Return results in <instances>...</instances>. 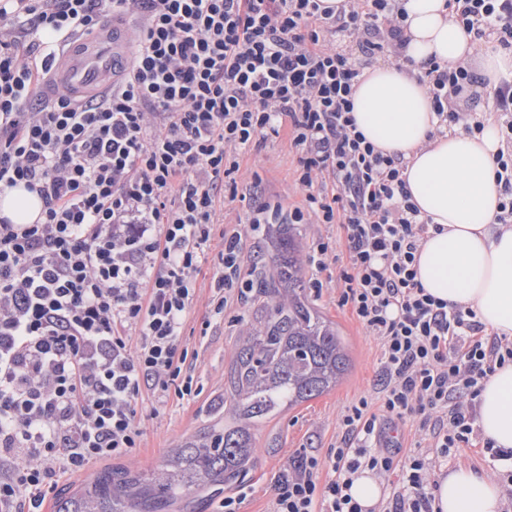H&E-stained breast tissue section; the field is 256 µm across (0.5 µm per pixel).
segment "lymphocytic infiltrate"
Instances as JSON below:
<instances>
[{
	"label": "lymphocytic infiltrate",
	"mask_w": 512,
	"mask_h": 512,
	"mask_svg": "<svg viewBox=\"0 0 512 512\" xmlns=\"http://www.w3.org/2000/svg\"><path fill=\"white\" fill-rule=\"evenodd\" d=\"M0 6V191L25 184L35 224L0 220V512H38L56 469L81 471L139 447L135 405L191 395L181 333L206 263L219 199L239 195L250 146L288 129L304 206L251 203L248 224H337L347 262L340 305L382 347L381 415L340 416L327 457L301 455L275 482L273 512H363L354 475L400 473L381 512H434L428 475L469 443L483 382L512 362L417 281L428 221L408 202L403 158L357 131L356 56L399 53L398 0H9ZM477 36L512 47V0H454ZM134 15L131 62L101 98L40 103L60 44L104 13ZM437 134L484 121L452 108L478 82L467 67L425 74ZM243 238L226 229L211 285L222 314L245 295ZM419 419L434 454L398 456L383 421Z\"/></svg>",
	"instance_id": "obj_1"
}]
</instances>
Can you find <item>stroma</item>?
<instances>
[{
    "instance_id": "1",
    "label": "stroma",
    "mask_w": 512,
    "mask_h": 512,
    "mask_svg": "<svg viewBox=\"0 0 512 512\" xmlns=\"http://www.w3.org/2000/svg\"><path fill=\"white\" fill-rule=\"evenodd\" d=\"M298 156L288 133L261 141L241 160L240 186L244 193H259L262 200L281 204L284 209L304 206L296 178ZM303 277L307 294L315 308L334 322L345 337L351 368L340 385L315 399L271 417L252 430L258 448L255 458L238 484L209 494L192 495L177 501L168 512H218L224 496L245 490L240 512H272L274 484L287 470L293 457L307 452L326 456L342 436L341 412L362 397H374L379 374L381 348L349 308L339 303L341 283L338 274L346 261L344 249H337L319 270L309 261L317 242L336 241L341 229L335 224H304L300 227ZM214 263L203 265L196 280V296L182 329L183 348L188 351L184 372L193 378L194 393L181 398L170 395L167 402H156L150 391H143L136 404V419L142 430L139 448L131 454L92 463L79 472H60L47 490L41 512H55L56 502L80 492L104 469L131 468L149 471L162 466L168 455L204 429L219 422L224 412L232 367L242 345L246 326L261 314L255 294L228 304L223 315L212 312L211 284ZM320 280L322 290L311 283ZM449 467L470 466L487 473L504 491V508L512 512V483L503 467L484 446L483 436H473L468 444L451 449Z\"/></svg>"
}]
</instances>
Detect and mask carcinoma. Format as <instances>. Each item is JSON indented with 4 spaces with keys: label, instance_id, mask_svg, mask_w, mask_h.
Returning a JSON list of instances; mask_svg holds the SVG:
<instances>
[{
    "label": "carcinoma",
    "instance_id": "carcinoma-1",
    "mask_svg": "<svg viewBox=\"0 0 512 512\" xmlns=\"http://www.w3.org/2000/svg\"><path fill=\"white\" fill-rule=\"evenodd\" d=\"M299 239L297 225H276L269 259L256 269L263 316L245 330L224 428L174 449L150 473L102 471L82 493L61 499L56 512H162L195 491L232 484L257 453L251 427L342 382L347 343L308 300Z\"/></svg>",
    "mask_w": 512,
    "mask_h": 512
}]
</instances>
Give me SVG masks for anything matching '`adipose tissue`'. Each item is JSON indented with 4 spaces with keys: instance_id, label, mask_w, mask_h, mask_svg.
<instances>
[{
    "instance_id": "obj_1",
    "label": "adipose tissue",
    "mask_w": 512,
    "mask_h": 512,
    "mask_svg": "<svg viewBox=\"0 0 512 512\" xmlns=\"http://www.w3.org/2000/svg\"><path fill=\"white\" fill-rule=\"evenodd\" d=\"M407 46L400 64L366 68L355 87L358 131L384 155L404 158L412 203L431 224L416 253L417 280L449 307L472 311L487 332L512 342V225L498 221L502 195L496 155L499 126L436 132L437 116L420 77L431 63L472 67L483 85H512V49L478 38L456 22L448 0H400ZM36 193L0 194V217L32 224ZM476 425L495 447L512 450V363L483 383ZM503 491L484 472L460 466L441 475L434 512H500Z\"/></svg>"
}]
</instances>
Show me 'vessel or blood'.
I'll return each mask as SVG.
<instances>
[{"label":"vessel or blood","mask_w":512,"mask_h":512,"mask_svg":"<svg viewBox=\"0 0 512 512\" xmlns=\"http://www.w3.org/2000/svg\"><path fill=\"white\" fill-rule=\"evenodd\" d=\"M128 51L124 30L104 19L96 34L64 43L50 74L49 88L84 102L112 86L113 74Z\"/></svg>","instance_id":"vessel-or-blood-1"}]
</instances>
